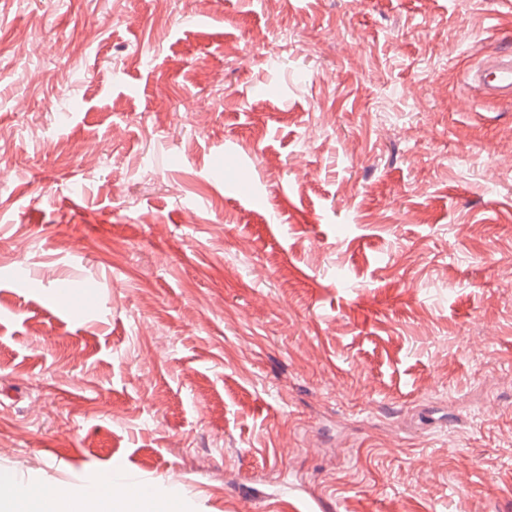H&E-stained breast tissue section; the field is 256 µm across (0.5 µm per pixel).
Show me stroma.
<instances>
[{
    "instance_id": "stroma-1",
    "label": "stroma",
    "mask_w": 512,
    "mask_h": 512,
    "mask_svg": "<svg viewBox=\"0 0 512 512\" xmlns=\"http://www.w3.org/2000/svg\"><path fill=\"white\" fill-rule=\"evenodd\" d=\"M503 48L502 0H0V472L512 512ZM469 87L485 99L512 98V51L496 52L467 73Z\"/></svg>"
}]
</instances>
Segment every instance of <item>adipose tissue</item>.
I'll return each mask as SVG.
<instances>
[{"mask_svg":"<svg viewBox=\"0 0 512 512\" xmlns=\"http://www.w3.org/2000/svg\"><path fill=\"white\" fill-rule=\"evenodd\" d=\"M175 493L172 487L163 495L148 488H129L111 493L107 488L98 486L78 492L63 489L49 499L19 483L11 474L0 473V512H15L19 506L27 508L28 512H126L125 506L131 501L144 503L146 512H166Z\"/></svg>","mask_w":512,"mask_h":512,"instance_id":"1","label":"adipose tissue"}]
</instances>
